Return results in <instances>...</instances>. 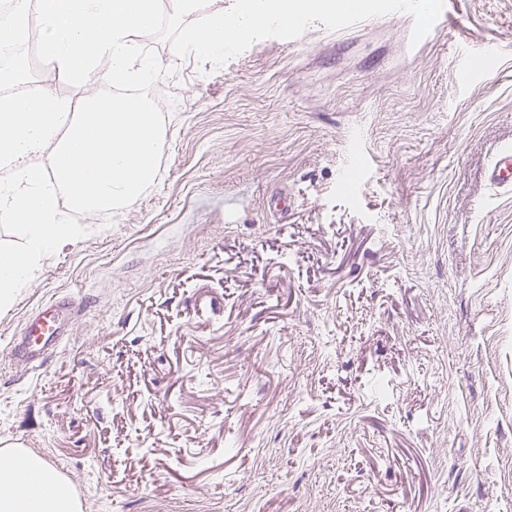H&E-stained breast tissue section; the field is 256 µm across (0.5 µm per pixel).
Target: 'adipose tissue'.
I'll return each mask as SVG.
<instances>
[{"mask_svg":"<svg viewBox=\"0 0 512 512\" xmlns=\"http://www.w3.org/2000/svg\"><path fill=\"white\" fill-rule=\"evenodd\" d=\"M158 8L159 0H17L11 17L0 21V44L24 42L33 26L59 73L144 84L163 67L138 44ZM0 512H83V506L55 466L8 444L0 448Z\"/></svg>","mask_w":512,"mask_h":512,"instance_id":"1","label":"adipose tissue"}]
</instances>
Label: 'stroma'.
I'll return each mask as SVG.
<instances>
[{
  "instance_id": "obj_1",
  "label": "stroma",
  "mask_w": 512,
  "mask_h": 512,
  "mask_svg": "<svg viewBox=\"0 0 512 512\" xmlns=\"http://www.w3.org/2000/svg\"><path fill=\"white\" fill-rule=\"evenodd\" d=\"M459 26H311L152 90L163 148L126 209L0 311V441L84 512H512V0ZM466 38L470 78L457 66ZM286 194L285 215L266 208ZM91 306L43 366L25 316ZM487 181L500 190H512V150H502L487 170Z\"/></svg>"
}]
</instances>
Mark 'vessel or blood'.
I'll return each mask as SVG.
<instances>
[{"mask_svg":"<svg viewBox=\"0 0 512 512\" xmlns=\"http://www.w3.org/2000/svg\"><path fill=\"white\" fill-rule=\"evenodd\" d=\"M487 181L500 190H512V150H502L487 170ZM84 313L82 302L67 293L37 307L10 346L13 362L42 366L72 337L73 329Z\"/></svg>","mask_w":512,"mask_h":512,"instance_id":"b4317fda","label":"vessel or blood"}]
</instances>
